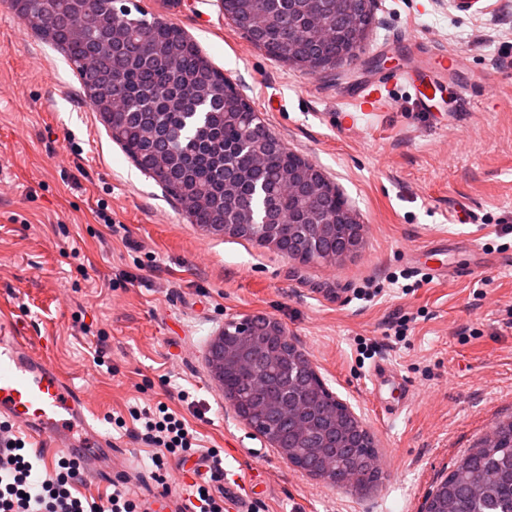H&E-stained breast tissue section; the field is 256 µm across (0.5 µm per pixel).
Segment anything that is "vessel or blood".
I'll use <instances>...</instances> for the list:
<instances>
[{
  "instance_id": "vessel-or-blood-1",
  "label": "vessel or blood",
  "mask_w": 512,
  "mask_h": 512,
  "mask_svg": "<svg viewBox=\"0 0 512 512\" xmlns=\"http://www.w3.org/2000/svg\"><path fill=\"white\" fill-rule=\"evenodd\" d=\"M460 53L438 51L430 57L425 72L403 69L379 75L362 84L350 96L355 112L347 113L355 122L356 111L372 112L386 100L388 87L403 83L413 90L419 111L436 109V90L445 79L459 71ZM6 419L34 438L51 445L71 448L87 474L100 472L101 462L111 457V437L95 433L89 402L48 358L30 351L24 337L5 315H0V420ZM78 424L87 432L84 440L69 435L66 427Z\"/></svg>"
}]
</instances>
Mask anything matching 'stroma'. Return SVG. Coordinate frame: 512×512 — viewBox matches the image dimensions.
Returning a JSON list of instances; mask_svg holds the SVG:
<instances>
[{
  "label": "stroma",
  "mask_w": 512,
  "mask_h": 512,
  "mask_svg": "<svg viewBox=\"0 0 512 512\" xmlns=\"http://www.w3.org/2000/svg\"><path fill=\"white\" fill-rule=\"evenodd\" d=\"M126 3L183 28L271 132L325 174L363 224L362 246L336 266L302 263L191 224L113 142L75 66L0 0V311L87 390L141 498L157 492L151 450L106 418L162 403L219 449L229 483L257 474L244 491L251 512H417L469 448L512 421V0L468 11L373 0L357 58L318 76L267 56L220 0ZM439 48L466 53L465 97L445 86L442 111L418 112L411 89L394 86L382 109L343 127L352 86ZM433 247L466 276L412 263ZM368 283L381 292L359 300ZM253 314L281 321L361 419L382 457L378 484L351 491L305 473L225 401L206 354L225 321ZM400 316L408 331L397 344L386 334ZM100 339L108 369L93 362ZM364 339L379 342L375 359L358 354ZM378 361L411 389L391 417L373 404Z\"/></svg>",
  "instance_id": "obj_1"
}]
</instances>
